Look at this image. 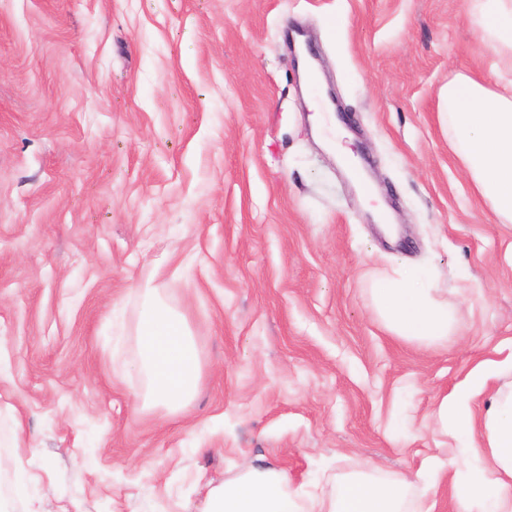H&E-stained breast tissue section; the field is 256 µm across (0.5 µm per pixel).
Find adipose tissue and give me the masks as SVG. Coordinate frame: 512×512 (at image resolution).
Wrapping results in <instances>:
<instances>
[{
	"label": "adipose tissue",
	"mask_w": 512,
	"mask_h": 512,
	"mask_svg": "<svg viewBox=\"0 0 512 512\" xmlns=\"http://www.w3.org/2000/svg\"><path fill=\"white\" fill-rule=\"evenodd\" d=\"M470 2L480 43L494 59L512 62V0ZM442 99L462 168L496 218L512 223V82L500 86L458 73ZM372 295L385 327L403 339L433 342L454 327L453 309L422 269L403 267L376 279ZM137 336L136 368L153 397L170 406L185 404L200 376L185 316L147 298ZM496 373L494 363L478 365L436 411L470 460L467 479L455 486L454 512H512V390L497 392L482 418L472 410L473 399ZM410 485L406 475L378 481L352 474L327 499L293 489L287 471L252 467L211 488L203 512H402Z\"/></svg>",
	"instance_id": "1"
}]
</instances>
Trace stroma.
Instances as JSON below:
<instances>
[{
    "label": "stroma",
    "mask_w": 512,
    "mask_h": 512,
    "mask_svg": "<svg viewBox=\"0 0 512 512\" xmlns=\"http://www.w3.org/2000/svg\"><path fill=\"white\" fill-rule=\"evenodd\" d=\"M308 47L373 201L314 131ZM489 68L468 0H0V512H202L248 465L328 493L434 457L408 507L448 512L465 468L434 411L512 352V224L441 100ZM403 264L455 306L448 339L380 322ZM147 284L199 354L176 411L132 369Z\"/></svg>",
    "instance_id": "1"
}]
</instances>
